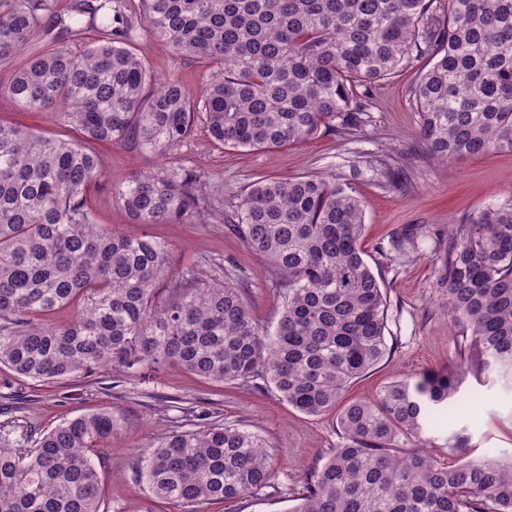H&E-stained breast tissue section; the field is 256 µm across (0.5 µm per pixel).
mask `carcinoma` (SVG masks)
Returning a JSON list of instances; mask_svg holds the SVG:
<instances>
[{"label":"carcinoma","instance_id":"obj_1","mask_svg":"<svg viewBox=\"0 0 512 512\" xmlns=\"http://www.w3.org/2000/svg\"><path fill=\"white\" fill-rule=\"evenodd\" d=\"M152 34L215 69L195 99L157 80L128 48L126 0H0V62L39 37L68 36L87 14L100 38L30 54L7 94L25 110L58 106L81 134L52 139L0 124V368L61 382L177 365L220 384L268 380L295 410L337 414L342 443L306 478L291 512H512V460L436 463L422 450L431 414L461 385L446 371L344 392L387 355V298L364 259L363 201L338 179L260 180L232 222L281 276L285 302L264 334L241 288L172 273L154 237L96 230L87 204L102 175L96 143L177 150L198 115L233 148H275L357 131L372 84L417 53L434 60L412 87L427 152L441 161L512 150V0H139ZM203 176L140 175L115 198L140 224L201 213ZM445 304L480 372L512 383V204L448 226ZM74 318L57 324L62 308ZM120 425L98 408L40 432L0 424V512H101L93 457ZM416 447L402 456L399 449ZM151 498L200 512L258 494L274 468L257 434L218 421L166 433L134 456Z\"/></svg>","mask_w":512,"mask_h":512}]
</instances>
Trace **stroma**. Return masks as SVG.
Listing matches in <instances>:
<instances>
[{
  "mask_svg": "<svg viewBox=\"0 0 512 512\" xmlns=\"http://www.w3.org/2000/svg\"><path fill=\"white\" fill-rule=\"evenodd\" d=\"M131 26L129 45L152 75L177 78L194 94L201 90L211 74L205 64L175 55L139 16H132ZM24 62L18 56L0 63V122L54 139H78L59 108L24 112L9 98L7 88ZM431 65L430 58L417 56L394 77L374 83L375 106L354 135L329 131L298 145L230 149L213 144L200 119L190 138L166 157L129 141L98 144L103 175L88 193L93 221L108 233L164 241L173 269L193 267L205 279L239 285L254 319L271 335L284 301L277 271L267 257L247 247L228 218L257 180L312 174L339 179L365 205L362 246L387 296L385 336L392 349L374 370L351 383L346 398L367 399L387 382L430 370L459 371L462 333L448 313L440 281L448 227L512 202V151L491 150L445 163L426 151L410 90ZM391 165L404 169L403 184L389 180ZM173 166L204 173L205 216L183 224L133 223L115 201L114 190L133 176ZM408 230L414 238L395 250L393 240ZM461 389L476 400L426 428L423 439L431 457L444 466L469 457L511 459L512 389L499 381H481L472 369L464 373ZM15 402L21 405L18 425L39 430L99 407L112 408L119 416L120 427L95 459L105 512H140L149 489L135 481L131 459L138 448L183 425L187 406L259 434L276 461L272 487L232 502L202 505L201 512H291L305 492L307 474L341 441L332 417L297 412L266 380L221 388L195 380L175 365L133 377L105 370L49 384L0 381V410Z\"/></svg>",
  "mask_w": 512,
  "mask_h": 512,
  "instance_id": "35a3bbf8",
  "label": "stroma"
}]
</instances>
